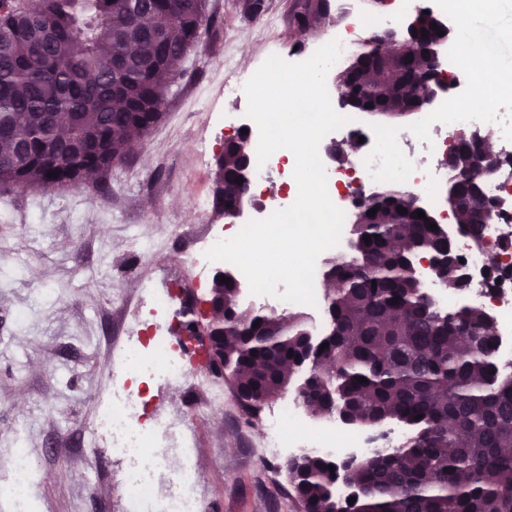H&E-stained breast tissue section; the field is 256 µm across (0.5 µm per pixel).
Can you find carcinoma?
Segmentation results:
<instances>
[{
    "label": "carcinoma",
    "mask_w": 512,
    "mask_h": 512,
    "mask_svg": "<svg viewBox=\"0 0 512 512\" xmlns=\"http://www.w3.org/2000/svg\"><path fill=\"white\" fill-rule=\"evenodd\" d=\"M205 3L0 0V186L75 187L82 173L97 171L104 175L100 191L108 192L105 175L161 120L168 89L181 74L182 59L158 29L192 30ZM422 18L418 49L400 36L389 48L366 45L354 56L361 65L373 58L380 64L353 86L356 95L385 111L417 107L413 89L421 74L411 67L440 40L433 17ZM468 138L457 134L448 156V165L462 174L472 165ZM58 142L77 145L79 154L47 158L48 145ZM254 160L249 140L230 141L216 160L215 213L229 217L246 193L235 182L242 163ZM446 202L459 227L480 240L486 198H475L468 181L460 180ZM373 207L351 224L359 249L325 267L335 281L324 297L333 335L315 357L327 369L311 363L303 320L278 325L242 307L230 281L209 292L224 299V314L213 326L224 344L218 377L234 380L249 423L265 401L304 375L310 384L299 396L314 414L338 412L352 425L396 421L413 429L400 447L350 465L357 487L351 504L336 496L341 463L318 455L288 463L300 512H512V373L498 363L496 331L487 328L489 316L481 309H438L394 248L404 241L422 254L454 255L444 229L430 230L415 217L411 194L385 188Z\"/></svg>",
    "instance_id": "obj_1"
}]
</instances>
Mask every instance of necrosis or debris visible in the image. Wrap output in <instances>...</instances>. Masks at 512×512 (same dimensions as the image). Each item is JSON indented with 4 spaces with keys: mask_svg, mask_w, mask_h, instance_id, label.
<instances>
[{
    "mask_svg": "<svg viewBox=\"0 0 512 512\" xmlns=\"http://www.w3.org/2000/svg\"><path fill=\"white\" fill-rule=\"evenodd\" d=\"M422 6V0H397L386 14L374 18L354 15L347 27L330 34L331 39L342 45L334 70H341L361 49L372 27L397 29L406 11ZM462 49L459 40L449 46L446 61L454 71L444 84L445 93L438 97L433 109L419 113L411 127L367 131L353 120L329 133V140L339 144L359 142L361 151L345 161L324 158L327 190L333 204L347 215L355 209L353 189L358 184L396 182L423 199L436 224L446 228L463 270L471 276V284L461 297L466 298L470 307L491 312L496 323L498 356L504 367L512 369V111L476 110L458 99L470 87L483 90L494 86L512 92V82L456 69ZM489 127L498 133L504 162L485 184L496 219L486 225L482 240L476 241L452 224L438 193L456 177L448 166V146L453 136ZM293 171V163L280 150L263 167L254 168L252 191H259L264 182L274 178L287 187L286 193L260 206L256 219H265L295 202L298 185ZM417 271L426 293L439 308L448 310L455 306L461 297L448 289L426 264H418ZM112 375V397L99 413L96 433L107 440L108 451L125 466L121 494L128 512H205L202 473L197 466L186 464L169 485L161 483L163 443L173 439L178 449L193 452L199 446L195 431L179 438L172 423L146 421L140 386L147 379L178 382L189 378L202 394L206 409L220 410L226 401L223 385L208 375L194 373L189 356L174 336H154L145 346L123 349ZM265 429L264 437L255 447L257 456L263 459L277 457L289 448L312 455L358 457L368 453L374 442L373 435L348 429L332 418L303 426L300 407L292 396L269 415ZM6 471L8 497L16 503L28 500L34 486V466L28 452L17 449Z\"/></svg>",
    "mask_w": 512,
    "mask_h": 512,
    "instance_id": "obj_1",
    "label": "necrosis or debris"
}]
</instances>
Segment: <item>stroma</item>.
I'll return each mask as SVG.
<instances>
[{"label": "stroma", "instance_id": "35a3bbf8", "mask_svg": "<svg viewBox=\"0 0 512 512\" xmlns=\"http://www.w3.org/2000/svg\"><path fill=\"white\" fill-rule=\"evenodd\" d=\"M245 16L240 0H206L197 46L181 65L164 117L125 163L108 175L109 195L93 185L0 191V486L4 462L26 448L40 473L32 500L0 499V512H127L121 466L103 446L80 447L112 392L111 357L128 336L118 304L137 280L176 293L194 285L180 263L195 235L223 216L200 209L197 190L213 178L228 115L246 102L224 96L230 67L255 72L271 52L297 41L296 0H266ZM147 415L189 419L208 512H298L287 456L259 462L250 425L229 411L195 415L187 383L142 386Z\"/></svg>", "mask_w": 512, "mask_h": 512}]
</instances>
